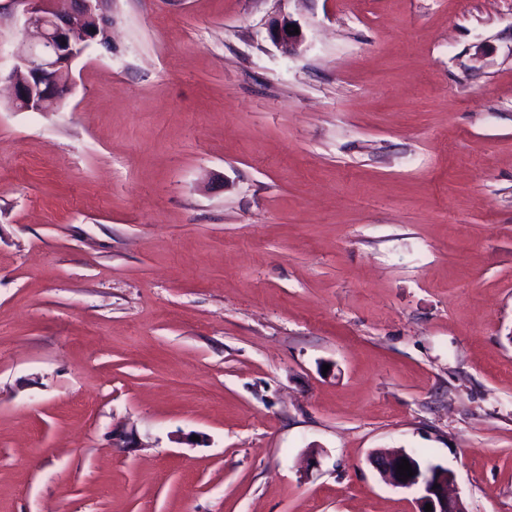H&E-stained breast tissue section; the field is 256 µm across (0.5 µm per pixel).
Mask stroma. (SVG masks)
<instances>
[{
	"mask_svg": "<svg viewBox=\"0 0 512 512\" xmlns=\"http://www.w3.org/2000/svg\"><path fill=\"white\" fill-rule=\"evenodd\" d=\"M72 76L0 86V512H512V0H112ZM287 25H291V28H287ZM292 25L298 26L296 23L289 19H273L268 25V34L270 40L280 48L284 53H290L295 50L303 41V34L299 27V34L289 35L286 29L294 31ZM406 458L412 467L414 475L406 482L399 481L400 473H397V466L401 459ZM369 462L374 469L387 481L393 488L411 490L417 494L415 498L417 509L414 512H426L425 505L430 503L432 511L430 512H467L462 501L448 493V486L453 480V475L441 466H430L428 468H437L434 472L430 469H424L417 464H421L420 457L413 452L400 449L391 452H374L369 458ZM434 484H438L434 488Z\"/></svg>",
	"mask_w": 512,
	"mask_h": 512,
	"instance_id": "1",
	"label": "stroma"
}]
</instances>
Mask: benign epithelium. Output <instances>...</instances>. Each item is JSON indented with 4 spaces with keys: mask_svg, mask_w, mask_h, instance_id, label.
Wrapping results in <instances>:
<instances>
[{
    "mask_svg": "<svg viewBox=\"0 0 512 512\" xmlns=\"http://www.w3.org/2000/svg\"><path fill=\"white\" fill-rule=\"evenodd\" d=\"M21 8L25 40L16 53L17 63L9 78L13 95L10 108L16 112H48L63 102L72 84V66L93 44L112 50L99 39L100 30L112 34V16L106 6L112 0H9ZM289 19H273L268 25L270 40L283 52L295 50L303 34L290 35ZM407 459L414 475L403 482L397 473L401 459ZM374 469L393 488L417 494L415 512H466L462 501L448 493L450 472L424 469L416 455L404 449L374 452L369 458Z\"/></svg>",
    "mask_w": 512,
    "mask_h": 512,
    "instance_id": "benign-epithelium-1",
    "label": "benign epithelium"
}]
</instances>
